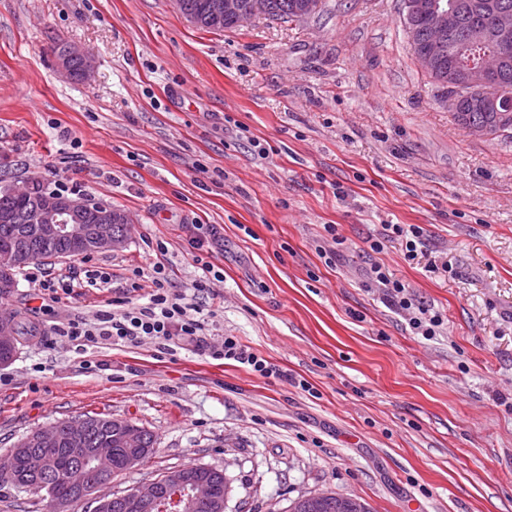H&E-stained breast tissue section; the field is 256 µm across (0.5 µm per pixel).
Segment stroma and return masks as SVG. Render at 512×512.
<instances>
[{"mask_svg":"<svg viewBox=\"0 0 512 512\" xmlns=\"http://www.w3.org/2000/svg\"><path fill=\"white\" fill-rule=\"evenodd\" d=\"M63 45L91 57L88 77L61 70ZM441 97L400 0L211 32L173 0H0V188L36 173L129 218L121 250L38 263L110 284L38 317L28 272L0 296L37 328L0 365V461L100 414L156 437L118 492L198 465L229 479L226 512L318 492L371 512H512V141L473 137ZM328 224L346 239L332 266L315 251ZM387 224L424 228L415 259L396 242L369 252ZM200 225L220 237L197 262ZM159 260L212 342L237 337L291 382L189 346L53 341L74 313L147 296ZM375 261L447 316L440 336L366 289ZM208 267L220 278L198 291Z\"/></svg>","mask_w":512,"mask_h":512,"instance_id":"stroma-1","label":"stroma"}]
</instances>
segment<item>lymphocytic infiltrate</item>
Here are the masks:
<instances>
[{
	"mask_svg": "<svg viewBox=\"0 0 512 512\" xmlns=\"http://www.w3.org/2000/svg\"><path fill=\"white\" fill-rule=\"evenodd\" d=\"M152 271V291L147 303L112 312L102 310L91 320L83 316L69 319L55 329L59 341L82 351L103 342L113 346H137L148 340L173 345L186 343L206 350L211 358L245 365L261 377L288 380L286 371L272 366L250 347L242 345L237 337H225L218 346L208 343L204 321L193 316L192 304L172 284L164 264L154 263ZM368 278L372 285L383 289L389 304L404 314L415 335L427 340L440 335L447 317L424 305L383 264L372 263Z\"/></svg>",
	"mask_w": 512,
	"mask_h": 512,
	"instance_id": "1",
	"label": "lymphocytic infiltrate"
}]
</instances>
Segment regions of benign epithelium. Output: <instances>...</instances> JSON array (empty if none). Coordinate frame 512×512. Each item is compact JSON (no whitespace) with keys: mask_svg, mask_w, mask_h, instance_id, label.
Returning <instances> with one entry per match:
<instances>
[{"mask_svg":"<svg viewBox=\"0 0 512 512\" xmlns=\"http://www.w3.org/2000/svg\"><path fill=\"white\" fill-rule=\"evenodd\" d=\"M490 20L470 25L462 15L460 0H402L401 17L404 30L420 67L427 73L435 72L445 51L454 46L488 45L493 52L484 56L476 65L465 69L448 61V76L440 81L446 86L443 101L448 110L458 115L473 112L479 108L501 109L502 119L495 124L471 123L469 132L478 138L496 137L512 133V95L508 94L509 64L512 63V6L502 0L485 3ZM208 10L211 17L220 22L226 16L241 26L265 15L266 0H250L246 5L240 0H210ZM420 18L428 21L431 38L422 35L423 28L416 25ZM60 67L72 73V62L77 60L81 73L91 72V62L83 52L74 46L57 51ZM36 223L27 226L28 234L36 241L70 239L88 247L94 252H112L124 247L126 238L113 234L112 225L128 222V217L104 203H92L76 195H62L48 191L35 202ZM16 255L0 252V290H10L15 282ZM17 336L12 322L0 317V362H10L12 350L16 347ZM144 438V429L137 425L126 427L119 435V443L131 448L123 463L122 471L127 472L146 461L137 448ZM95 466L83 472V477L73 482L74 487L95 494V512H112L113 503L124 500L133 512H156L161 505L174 501L182 512H190L200 504L210 512H225L227 499L213 495L206 481L198 477V471L175 468L166 472L163 479L130 489L123 494H99L97 490L108 484L117 474L112 469L104 471L100 462L112 453L110 448L87 449ZM331 498L340 505L341 512H370L367 505L350 496L332 492H319L309 496L316 500Z\"/></svg>","mask_w":512,"mask_h":512,"instance_id":"7a95c632","label":"benign epithelium"}]
</instances>
